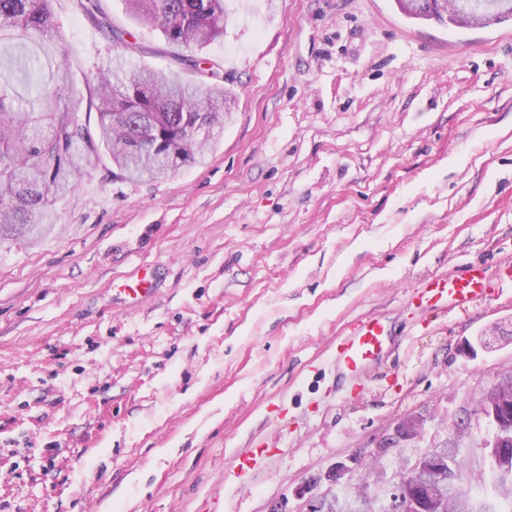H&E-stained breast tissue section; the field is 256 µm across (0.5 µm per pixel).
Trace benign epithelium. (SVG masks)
<instances>
[{"label":"benign epithelium","mask_w":512,"mask_h":512,"mask_svg":"<svg viewBox=\"0 0 512 512\" xmlns=\"http://www.w3.org/2000/svg\"><path fill=\"white\" fill-rule=\"evenodd\" d=\"M479 415L494 429L492 441L483 444L494 467L505 473L512 472V388L498 377L485 390L479 403ZM426 419L421 415L403 418L379 444V451L404 448L416 441L425 429ZM458 437L450 435L427 449L406 468L395 482V496L408 512H424V504L444 494L436 475L448 461V449L456 447Z\"/></svg>","instance_id":"benign-epithelium-1"}]
</instances>
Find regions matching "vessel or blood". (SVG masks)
I'll return each mask as SVG.
<instances>
[{"mask_svg":"<svg viewBox=\"0 0 512 512\" xmlns=\"http://www.w3.org/2000/svg\"><path fill=\"white\" fill-rule=\"evenodd\" d=\"M155 266L141 268L126 290L133 300H141L154 291ZM491 291V279L480 264H468L455 272L425 278L414 289L411 303L430 315L465 311ZM397 343L383 316L372 314L360 321L348 335L337 338L332 352L336 370L348 386H356L361 378L378 365Z\"/></svg>","mask_w":512,"mask_h":512,"instance_id":"b4317fda","label":"vessel or blood"}]
</instances>
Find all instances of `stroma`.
<instances>
[{"label": "stroma", "mask_w": 512, "mask_h": 512, "mask_svg": "<svg viewBox=\"0 0 512 512\" xmlns=\"http://www.w3.org/2000/svg\"><path fill=\"white\" fill-rule=\"evenodd\" d=\"M203 52L234 107L204 164L132 182L108 158L54 207L53 231L0 244V512H307L308 495L398 473L453 433L492 494L478 396L512 372V20L406 18L395 0H225ZM128 29L134 63L202 82L159 32ZM87 115L108 42L54 0ZM483 263L493 291L422 318L426 277ZM158 265L154 292L119 287ZM382 314L400 355L337 391V337ZM476 355H469L467 346ZM412 447L378 453L404 416ZM265 450L235 469L238 455Z\"/></svg>", "instance_id": "stroma-1"}]
</instances>
